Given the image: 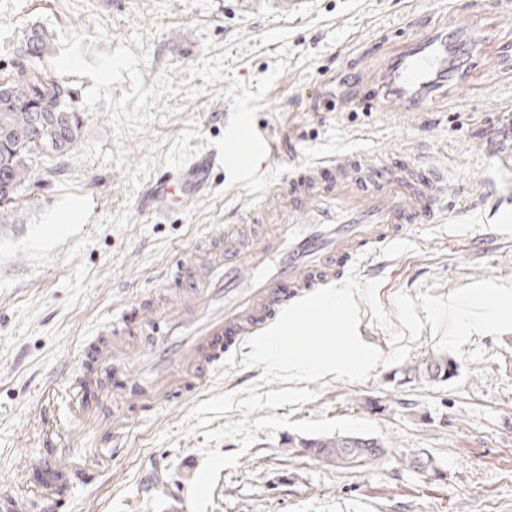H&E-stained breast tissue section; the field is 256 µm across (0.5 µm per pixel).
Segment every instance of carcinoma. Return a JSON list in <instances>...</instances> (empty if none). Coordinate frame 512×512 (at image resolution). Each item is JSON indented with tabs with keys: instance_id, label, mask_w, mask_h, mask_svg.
Segmentation results:
<instances>
[{
	"instance_id": "carcinoma-1",
	"label": "carcinoma",
	"mask_w": 512,
	"mask_h": 512,
	"mask_svg": "<svg viewBox=\"0 0 512 512\" xmlns=\"http://www.w3.org/2000/svg\"><path fill=\"white\" fill-rule=\"evenodd\" d=\"M13 53L21 64L0 71V224H13L17 210L30 206L35 197L30 187L40 175L56 173L58 163L76 150L84 125L72 81L45 62L49 40L44 31L26 29ZM455 358L442 354L407 366L402 373L410 378L450 382L459 375ZM365 437L334 434L306 438L297 445L288 442V452L301 447L318 461L341 469L372 465L388 452L379 439L364 445ZM409 468L439 473L433 458L402 460Z\"/></svg>"
}]
</instances>
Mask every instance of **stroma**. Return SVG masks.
Segmentation results:
<instances>
[{
    "instance_id": "obj_1",
    "label": "stroma",
    "mask_w": 512,
    "mask_h": 512,
    "mask_svg": "<svg viewBox=\"0 0 512 512\" xmlns=\"http://www.w3.org/2000/svg\"><path fill=\"white\" fill-rule=\"evenodd\" d=\"M467 21L493 66L427 112H364L361 71H378L405 41ZM45 30L47 63L70 75L84 117L61 172L33 187L17 232L0 236V486L19 487L23 458L42 449L50 420L71 463L95 471L69 489L67 512H189L203 434L181 428L188 406L142 420L92 387L73 399L79 349L110 327L116 301L152 293L156 276L191 255L208 230L262 196L267 174L242 182L235 151L212 185L164 208L144 203L164 174L224 144L225 113L243 109L278 146L267 173L342 152L425 155L447 166L466 198L423 230L381 273L378 300L405 334L408 363L433 355L460 365L452 383L407 381L390 364L356 383H309L317 398L257 410L290 421L355 417L376 423L386 455L347 470L288 451V429L223 468L206 512H512V238L480 242L501 206L512 211V24L486 0H310L284 15L275 0H0V68L13 42ZM493 198H486V191ZM464 226L465 240L448 238ZM262 367H226L206 401L257 384ZM62 401L51 404L48 385ZM125 417L127 447L78 424L75 402ZM432 456L439 476L400 455Z\"/></svg>"
}]
</instances>
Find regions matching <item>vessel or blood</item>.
Instances as JSON below:
<instances>
[{"instance_id":"1","label":"vessel or blood","mask_w":512,"mask_h":512,"mask_svg":"<svg viewBox=\"0 0 512 512\" xmlns=\"http://www.w3.org/2000/svg\"><path fill=\"white\" fill-rule=\"evenodd\" d=\"M489 65L468 26H439L405 44L383 75L364 72L371 90L365 109L399 103L406 112L429 110L450 84L462 82L471 61ZM228 147L245 145L253 162L271 160L273 139L246 127L240 113L224 115ZM459 192L445 172L425 158L396 161L392 154L340 153L295 165L271 179L260 203L240 206L233 223L210 235L191 256L162 276L176 291L161 299L136 298L112 316V332L84 343L86 388L99 384L116 357L125 401L154 414L206 384L252 335L270 327L282 309L319 288L342 283L363 252L398 253L425 226L448 213ZM277 208L281 221L265 232L257 208ZM50 469L71 482L91 475L65 467L57 452L24 458L22 472ZM11 512L55 507L59 490L1 489Z\"/></svg>"}]
</instances>
